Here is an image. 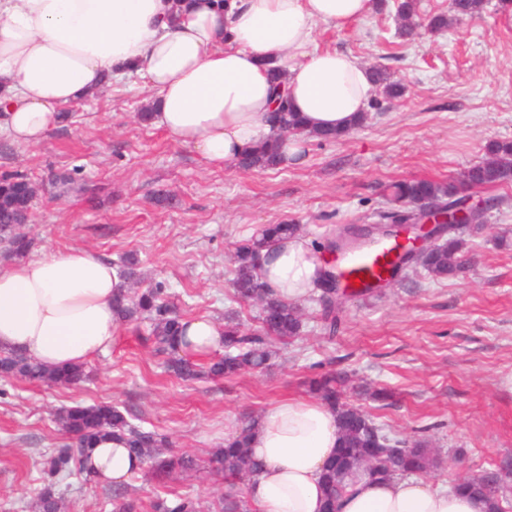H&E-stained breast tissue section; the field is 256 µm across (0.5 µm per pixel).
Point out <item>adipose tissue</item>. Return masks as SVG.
<instances>
[{
	"instance_id": "obj_1",
	"label": "adipose tissue",
	"mask_w": 512,
	"mask_h": 512,
	"mask_svg": "<svg viewBox=\"0 0 512 512\" xmlns=\"http://www.w3.org/2000/svg\"><path fill=\"white\" fill-rule=\"evenodd\" d=\"M374 0H0V133L35 145L112 81L137 75L149 92L151 123L191 147L200 165L225 168L272 133L273 89L281 87L305 132L348 127L374 86L351 54L321 50V23L344 28ZM282 73L274 84L272 69ZM266 287L289 301L323 275L303 236L261 250ZM123 284L109 262L81 249L0 267V350L57 370L85 364L112 346V298ZM181 353L202 358L223 346L224 328L184 321ZM336 414L316 400L267 407L250 439L261 469L247 484L255 512H323V468L339 446ZM89 475L115 486L141 462L123 440L97 443ZM338 512H485L467 493L415 478L350 482Z\"/></svg>"
}]
</instances>
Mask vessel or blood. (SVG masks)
Listing matches in <instances>:
<instances>
[{
  "instance_id": "b4317fda",
  "label": "vessel or blood",
  "mask_w": 512,
  "mask_h": 512,
  "mask_svg": "<svg viewBox=\"0 0 512 512\" xmlns=\"http://www.w3.org/2000/svg\"><path fill=\"white\" fill-rule=\"evenodd\" d=\"M402 252L399 241L384 240L337 257L336 267L348 290L364 294L392 277Z\"/></svg>"
}]
</instances>
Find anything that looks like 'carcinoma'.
Here are the masks:
<instances>
[{
  "label": "carcinoma",
  "instance_id": "1",
  "mask_svg": "<svg viewBox=\"0 0 512 512\" xmlns=\"http://www.w3.org/2000/svg\"><path fill=\"white\" fill-rule=\"evenodd\" d=\"M488 0H449L450 16L436 15L428 19V28L438 31L447 27L450 20L481 14ZM400 33L410 35L416 26L413 0H402L397 5ZM372 83L387 98L403 94L400 83L392 80L387 68L375 65L370 68ZM278 128L294 134L301 129L300 122L286 100H281L275 110ZM284 139L275 133L245 152L239 166L243 169L272 168L281 162L280 148ZM512 185V141H493L486 146V158L464 172L459 183L433 180H409L391 185L389 201L393 207L378 213V223L390 224L397 217L412 218L415 212L428 206L445 208L458 205L457 195L464 189H489ZM29 206V194L20 175L0 177V243L4 254L22 258L31 246L27 233L21 231L20 220ZM300 230L297 224H270L263 229V238L249 239L236 247L233 288L237 297L259 307L261 333H244L239 323L229 321L224 325V355H215L206 363H200L180 354L183 336L182 320L167 299L161 287L134 290L139 282L136 263L128 260L119 265L120 277L130 288L113 299V311L120 322L150 321L149 341L154 351L164 356L165 369L182 380H194L202 376L232 378L243 372H253L266 364L270 350L264 338L286 341L300 334L304 313L296 303H290L274 295L261 281L258 269L259 250L264 240L280 237ZM461 242L456 233H448V239L433 248L416 255L404 265L415 263L434 279L455 277L462 272L457 253ZM346 297L339 288L323 291L317 298L329 327L336 326V302ZM85 377L83 368L50 370L35 360L18 352L0 351V378L47 385H74ZM341 382L338 376H328L315 383L319 397L336 411L341 442L337 457L326 465L324 482L327 499L324 512H336V494L349 476L367 475L371 478H390L413 474H428L441 466L439 454L424 442L411 444L390 438L382 433L368 414L343 403L336 391ZM56 421L71 440L65 448L51 454L44 467V486L34 499L35 512H61L60 497L56 495V479L74 470L83 473V458L94 443L107 436L125 441L130 452L156 471L187 472L199 467L191 454L165 455L169 441L156 431H146L130 422L116 405H75L64 407L55 413ZM258 417L242 422L224 447L212 452L204 461V468L221 473L229 479L222 495L218 512H249L246 501L237 490V483L250 480L260 469L250 453L249 440ZM512 469V462H503L498 469L486 473L484 486L478 487L462 479L456 488L470 490L486 498L488 512H504L503 498L512 488L505 485L502 473ZM112 512H140L137 500L122 490L112 491ZM153 512H201L199 503L188 497H177L174 505L160 501Z\"/></svg>",
  "mask_w": 512,
  "mask_h": 512
}]
</instances>
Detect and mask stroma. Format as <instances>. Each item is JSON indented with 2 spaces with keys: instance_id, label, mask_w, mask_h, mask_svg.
I'll list each match as a JSON object with an SVG mask.
<instances>
[{
  "instance_id": "35a3bbf8",
  "label": "stroma",
  "mask_w": 512,
  "mask_h": 512,
  "mask_svg": "<svg viewBox=\"0 0 512 512\" xmlns=\"http://www.w3.org/2000/svg\"><path fill=\"white\" fill-rule=\"evenodd\" d=\"M342 29L319 24L318 47L381 64L405 91H373L364 126L324 142L306 138L296 165L206 169L194 152L138 119L145 105L129 80L66 105V120L36 146L0 136V175L37 184L25 230L32 256L80 248L111 263L134 258L141 285L165 286L188 318L233 315L258 329V308L234 295L236 242L290 222L319 253L339 231L370 224L398 180L448 181L512 140V23L495 0L441 32L399 33L395 6ZM480 230L462 233L463 273L432 279L401 270L388 288L336 306L328 337L319 305L302 299L300 336L273 344L260 372L185 382L165 374L143 341L146 325H118L111 348L86 364L75 387L0 383V512H34L47 454L63 447L58 409L116 404L174 450L199 458L223 447L238 421L286 398H309L310 379L344 377L343 402L389 436L425 439L444 464L432 482H456L512 459V187ZM128 486L150 507L188 496L210 512L225 487L201 469L166 476L144 469ZM62 512H110V486L72 472L57 485Z\"/></svg>"
}]
</instances>
